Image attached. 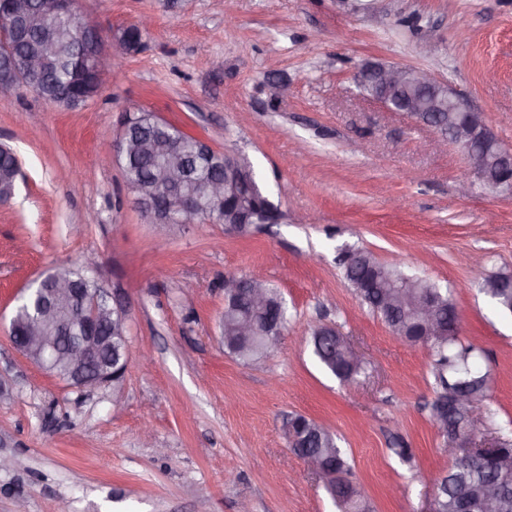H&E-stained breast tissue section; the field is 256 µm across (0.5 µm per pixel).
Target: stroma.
I'll return each instance as SVG.
<instances>
[{"label": "stroma", "instance_id": "obj_1", "mask_svg": "<svg viewBox=\"0 0 512 512\" xmlns=\"http://www.w3.org/2000/svg\"><path fill=\"white\" fill-rule=\"evenodd\" d=\"M110 37L148 14L139 53L116 59L85 106L0 91V144L21 166L0 204V512H339L291 457L297 415L335 433L371 512H427L451 461L431 418L430 351L397 338L354 294L338 262L360 246L451 288L460 339L492 381L491 427L512 436V319L479 285L512 273V193L457 191L465 159L433 131L360 94L354 74L392 62L447 79L512 146V0H78ZM288 86L272 100L271 81ZM215 151L245 156L278 205L245 235L176 224L157 247L109 140L138 110ZM117 289L130 367L83 393L11 347L17 297L43 272L78 267ZM262 270L288 306L267 357L224 348V279ZM336 327L364 370L341 382L310 332ZM411 448L406 463L397 446Z\"/></svg>", "mask_w": 512, "mask_h": 512}]
</instances>
